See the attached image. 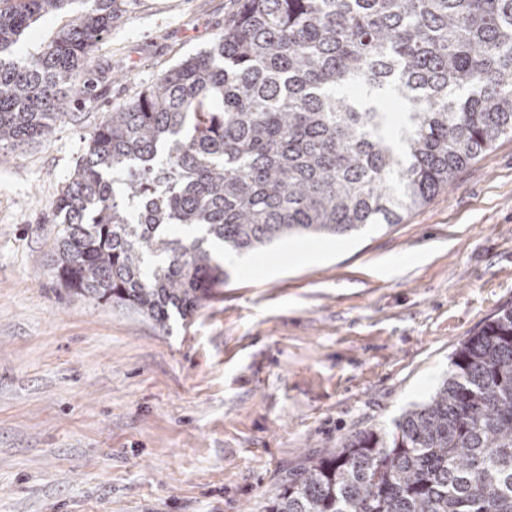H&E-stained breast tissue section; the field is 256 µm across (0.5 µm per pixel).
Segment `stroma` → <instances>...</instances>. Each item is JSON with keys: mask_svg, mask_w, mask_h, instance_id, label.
I'll use <instances>...</instances> for the list:
<instances>
[{"mask_svg": "<svg viewBox=\"0 0 512 512\" xmlns=\"http://www.w3.org/2000/svg\"><path fill=\"white\" fill-rule=\"evenodd\" d=\"M232 6L125 0L76 118L0 163V512H265L310 460L392 430L512 306V138L400 223L240 255L165 328L59 287L52 205L90 134Z\"/></svg>", "mask_w": 512, "mask_h": 512, "instance_id": "35a3bbf8", "label": "stroma"}]
</instances>
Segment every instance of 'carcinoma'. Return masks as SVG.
Segmentation results:
<instances>
[{
  "label": "carcinoma",
  "instance_id": "cac0c4a2",
  "mask_svg": "<svg viewBox=\"0 0 512 512\" xmlns=\"http://www.w3.org/2000/svg\"><path fill=\"white\" fill-rule=\"evenodd\" d=\"M73 2L0 0V146L49 136L91 91L122 0ZM47 15L63 23L17 57ZM510 137L512 0H233L207 49L104 113L54 204L52 270L68 294L164 328L224 285L214 245L397 224ZM267 512H512V307L393 430L311 460Z\"/></svg>",
  "mask_w": 512,
  "mask_h": 512
}]
</instances>
